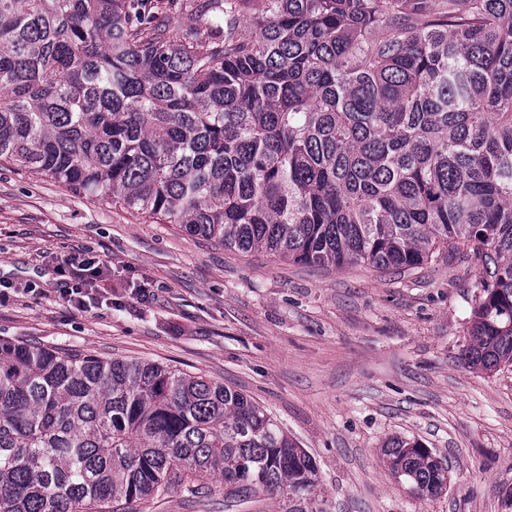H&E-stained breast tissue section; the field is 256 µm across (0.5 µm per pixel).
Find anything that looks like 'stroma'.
<instances>
[{
	"label": "stroma",
	"instance_id": "obj_1",
	"mask_svg": "<svg viewBox=\"0 0 512 512\" xmlns=\"http://www.w3.org/2000/svg\"><path fill=\"white\" fill-rule=\"evenodd\" d=\"M90 252L102 305L62 302L56 269ZM482 265L462 247L416 269L322 268L240 253L0 165V338L155 362L223 382L315 458L327 512H512V366L469 367ZM448 461L443 495L392 476L388 438ZM144 512H229L204 481Z\"/></svg>",
	"mask_w": 512,
	"mask_h": 512
}]
</instances>
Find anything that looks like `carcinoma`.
<instances>
[{
  "instance_id": "carcinoma-1",
  "label": "carcinoma",
  "mask_w": 512,
  "mask_h": 512,
  "mask_svg": "<svg viewBox=\"0 0 512 512\" xmlns=\"http://www.w3.org/2000/svg\"><path fill=\"white\" fill-rule=\"evenodd\" d=\"M0 161L294 263L470 246L464 359L512 365V0H0ZM384 455L412 495L447 491L420 441ZM200 479L325 512L314 458L240 392L0 339V512Z\"/></svg>"
}]
</instances>
